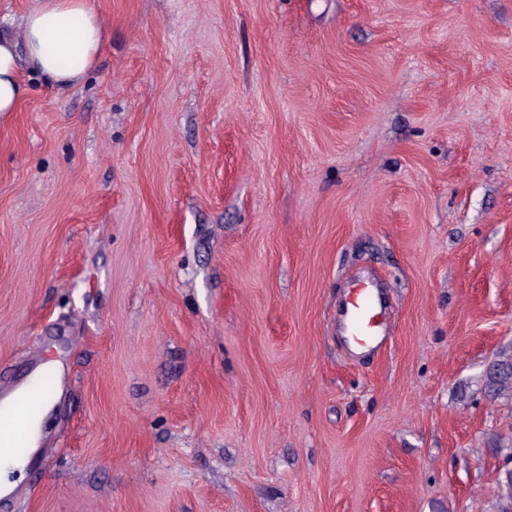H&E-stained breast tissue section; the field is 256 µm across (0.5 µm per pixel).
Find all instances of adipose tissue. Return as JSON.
<instances>
[{
	"instance_id": "1",
	"label": "adipose tissue",
	"mask_w": 512,
	"mask_h": 512,
	"mask_svg": "<svg viewBox=\"0 0 512 512\" xmlns=\"http://www.w3.org/2000/svg\"><path fill=\"white\" fill-rule=\"evenodd\" d=\"M23 40L0 34V114L17 111L22 69L58 89L79 84L98 61L108 25L96 0H37L22 18Z\"/></svg>"
}]
</instances>
